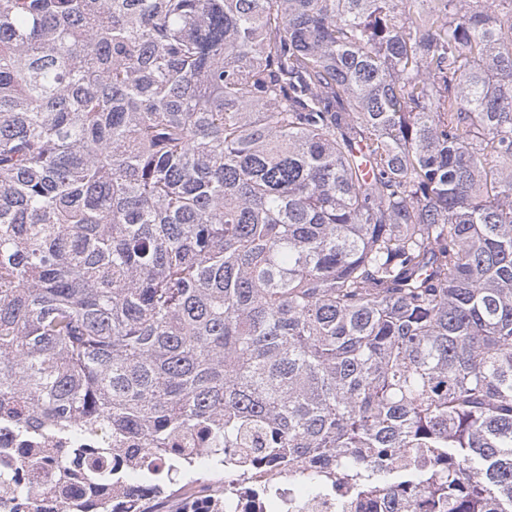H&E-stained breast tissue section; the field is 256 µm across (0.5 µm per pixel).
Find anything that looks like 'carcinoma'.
I'll return each mask as SVG.
<instances>
[{"label":"carcinoma","mask_w":512,"mask_h":512,"mask_svg":"<svg viewBox=\"0 0 512 512\" xmlns=\"http://www.w3.org/2000/svg\"><path fill=\"white\" fill-rule=\"evenodd\" d=\"M504 2L0 0L1 507L512 512ZM271 486H276L274 498L265 492ZM222 495L224 509L230 512H334L336 509L335 499L321 495L311 496L298 504L288 483V472L280 471L272 464L257 462L251 468L236 470L235 477L230 480L224 478V489L217 496L198 492L180 498L179 511L215 512Z\"/></svg>","instance_id":"1"}]
</instances>
